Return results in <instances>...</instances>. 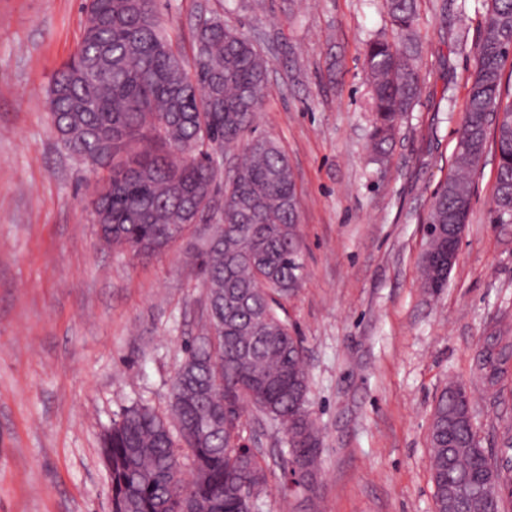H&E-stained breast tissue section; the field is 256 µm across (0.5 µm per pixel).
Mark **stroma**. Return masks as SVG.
<instances>
[{"label":"stroma","instance_id":"obj_1","mask_svg":"<svg viewBox=\"0 0 512 512\" xmlns=\"http://www.w3.org/2000/svg\"><path fill=\"white\" fill-rule=\"evenodd\" d=\"M488 0H418L425 89L383 165L370 161L365 44L396 30L384 0H154L184 57L220 12L268 56L253 124L294 173L304 272L284 302L302 337L323 440L315 501L270 480L261 512H434L428 423L449 381L481 445L512 430V379L472 373L482 336L512 329V224L492 221L487 153L448 286L421 283L425 218L451 168ZM82 0H0V512H111L102 438L128 407L168 412L205 290L191 232L135 257L97 235L94 174L60 141L47 91L73 53ZM246 443L279 471L283 433L255 409Z\"/></svg>","mask_w":512,"mask_h":512}]
</instances>
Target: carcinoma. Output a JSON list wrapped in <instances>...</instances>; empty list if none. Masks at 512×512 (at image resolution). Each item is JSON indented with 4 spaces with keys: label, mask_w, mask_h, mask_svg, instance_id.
Instances as JSON below:
<instances>
[{
    "label": "carcinoma",
    "mask_w": 512,
    "mask_h": 512,
    "mask_svg": "<svg viewBox=\"0 0 512 512\" xmlns=\"http://www.w3.org/2000/svg\"><path fill=\"white\" fill-rule=\"evenodd\" d=\"M397 29L364 49L370 84L371 153L382 161L424 79L413 32L416 0H386ZM86 21L48 94L60 140L92 172L93 215L106 244L137 256L169 247L189 232L196 212L215 219L195 261L206 291L201 332L185 342L167 415L135 405L103 437L112 512H259L267 464L243 444L244 405L282 429V490L305 488L323 449L310 411V379L300 337L281 317V301L304 268L293 171L281 146L264 136L225 186L214 154L252 130L269 60L218 13L195 26L193 58L183 59L152 0H85ZM480 54L468 78L453 170L431 196L432 236L423 255V287L448 286V215L465 223L473 177L488 149L497 158L493 222L512 224V0H490ZM512 341L501 330L480 345L473 373L505 382ZM452 381L438 396L429 438L435 512H506L512 477L498 475L494 496L476 475L481 453L471 401Z\"/></svg>",
    "instance_id": "cac0c4a2"
}]
</instances>
